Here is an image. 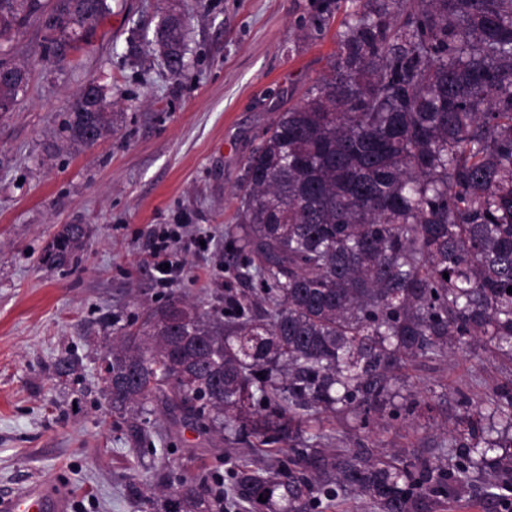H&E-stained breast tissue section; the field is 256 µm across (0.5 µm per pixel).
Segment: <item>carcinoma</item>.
<instances>
[{
    "instance_id": "carcinoma-1",
    "label": "carcinoma",
    "mask_w": 512,
    "mask_h": 512,
    "mask_svg": "<svg viewBox=\"0 0 512 512\" xmlns=\"http://www.w3.org/2000/svg\"><path fill=\"white\" fill-rule=\"evenodd\" d=\"M0 0V42L44 22L55 65L112 15V0ZM186 15L155 31L170 75L186 65ZM329 74L264 132L245 158L237 224L224 232L239 281L224 317L170 295L112 337L102 393L129 451L153 463L126 486L141 512H308L352 491L376 512H432L470 480L477 428L455 437L440 470L402 454L326 452L312 433L324 411L363 427L390 402L396 372L475 341L512 360V0H361L337 34ZM17 81L0 83V112ZM105 88L90 79L72 105L69 140L89 147L115 131ZM87 228L64 224L42 261L75 262ZM448 278H443V274ZM159 402L230 445L289 448L293 457L234 464L229 486L198 475L167 491L154 463L167 436ZM497 413L512 429V381ZM491 461L512 493V441ZM266 501H259V497Z\"/></svg>"
}]
</instances>
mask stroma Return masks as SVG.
Instances as JSON below:
<instances>
[{
    "mask_svg": "<svg viewBox=\"0 0 512 512\" xmlns=\"http://www.w3.org/2000/svg\"><path fill=\"white\" fill-rule=\"evenodd\" d=\"M173 8L190 15L187 65L171 76L154 43ZM320 0H112V14L72 66L51 67L36 21L0 45V60L24 67L29 84L13 111L0 112V493L57 484L68 512H139L124 488L145 478L102 396L113 326L157 305L165 292L220 309L234 285L224 264V230L234 224L244 158L280 112L299 103L329 70L337 34L353 5L340 0L323 20ZM108 89L115 132L85 148L62 133L88 79ZM63 224H83L88 246L72 265L51 268L43 248ZM183 225V271L155 285V230ZM208 240L200 249L199 240ZM79 368L59 373L58 359ZM512 362L477 343L453 357L417 359L405 390L418 401L408 418L326 413L336 452L406 451L441 463L464 413L463 396L483 413L482 438L496 441V390ZM169 435L171 481L206 460L221 474L246 457L261 463L287 451L258 452L202 435L157 410ZM484 483L462 488L434 512H504Z\"/></svg>",
    "mask_w": 512,
    "mask_h": 512,
    "instance_id": "stroma-1",
    "label": "stroma"
}]
</instances>
